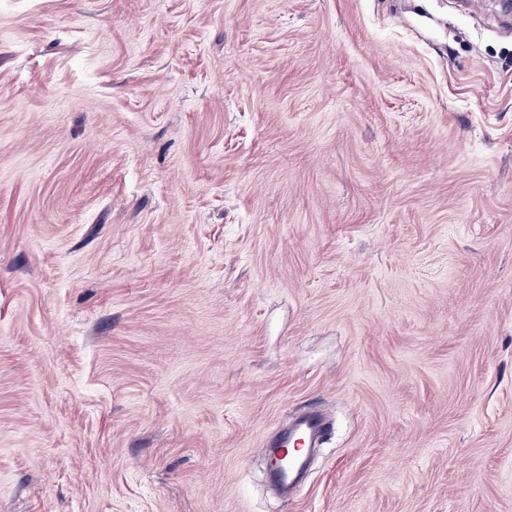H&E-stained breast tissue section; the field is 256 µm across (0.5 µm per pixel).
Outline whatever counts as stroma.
Masks as SVG:
<instances>
[{
	"label": "stroma",
	"instance_id": "stroma-1",
	"mask_svg": "<svg viewBox=\"0 0 512 512\" xmlns=\"http://www.w3.org/2000/svg\"><path fill=\"white\" fill-rule=\"evenodd\" d=\"M498 8L0 0V512H512ZM327 430L328 424L323 415L315 410H309L302 413L295 421H287L280 435L266 445L268 447L266 452L272 459L277 457L283 449H289L291 444L294 447L296 441L303 442L302 448L296 453L301 456L288 468H282L276 463L271 464V477L281 484L286 492L296 493L299 490L297 481L308 459V448L318 447L319 440L325 437Z\"/></svg>",
	"mask_w": 512,
	"mask_h": 512
}]
</instances>
